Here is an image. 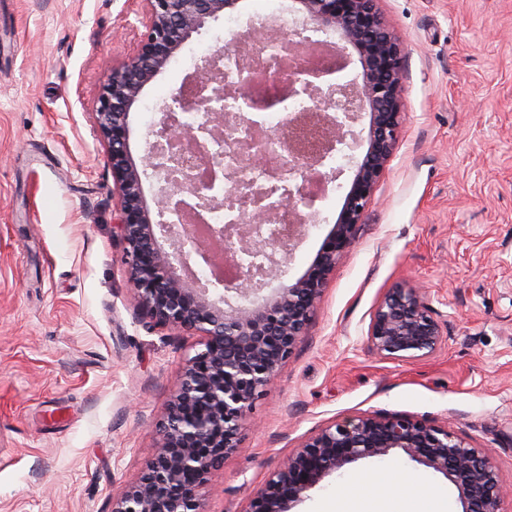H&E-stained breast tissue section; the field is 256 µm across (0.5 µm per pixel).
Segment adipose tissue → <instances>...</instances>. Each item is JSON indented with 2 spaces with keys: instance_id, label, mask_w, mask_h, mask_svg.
<instances>
[{
  "instance_id": "adipose-tissue-1",
  "label": "adipose tissue",
  "mask_w": 512,
  "mask_h": 512,
  "mask_svg": "<svg viewBox=\"0 0 512 512\" xmlns=\"http://www.w3.org/2000/svg\"><path fill=\"white\" fill-rule=\"evenodd\" d=\"M330 512H446L443 492L416 477L383 483L358 475L337 493Z\"/></svg>"
}]
</instances>
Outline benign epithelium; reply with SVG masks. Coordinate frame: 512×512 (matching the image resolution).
<instances>
[{
    "instance_id": "1",
    "label": "benign epithelium",
    "mask_w": 512,
    "mask_h": 512,
    "mask_svg": "<svg viewBox=\"0 0 512 512\" xmlns=\"http://www.w3.org/2000/svg\"><path fill=\"white\" fill-rule=\"evenodd\" d=\"M147 21L137 51L126 63L112 69L103 86L96 111L99 134L108 148L107 161L120 204L114 221L124 245L128 282L146 316L158 326L200 331L202 349L187 361L177 390L172 394L161 423V443L138 482L112 499V512H199V492L224 455L237 447V435L259 393L277 379L284 363L305 336L312 314L338 259L353 245L377 182L390 162L403 120L402 43L385 27L376 0H294L303 15L302 25L288 33L298 53L311 51L307 30L333 32L331 43L338 65L314 68L283 61L276 82L292 96L311 100L309 112L283 113L280 132L296 164L288 172L305 183L324 182L333 174L322 172L323 158L337 144L354 136L352 124L359 114L370 116L367 149L355 164V173L341 214L307 271L284 282L281 252L296 241L303 224L312 218L298 212L310 208L314 198L294 185L276 205L262 207L241 219L212 229L224 240V251L210 244L195 245L190 253L191 225L172 224L166 216L183 209L197 217L223 204L214 165H208L209 192L203 194L191 181L168 183L172 193L157 202L152 215L144 200L142 175L157 170L159 160L171 172L184 166L182 158L165 154L152 144L143 167L129 148V114L143 88L205 24L236 8L239 0H143ZM359 56L362 81L343 71L350 64L347 47ZM246 78L225 86L219 62L223 53L205 61L193 77V105L210 114L209 124L198 131L183 126L176 114L165 113L161 133L172 145L184 146L205 134L217 139L224 122V99H242L246 108L261 111L276 105L277 97L252 98L251 80L267 70L256 52L241 53ZM343 102V115H330L334 101ZM238 120L251 127L252 149L244 154L260 164L274 179L282 168L264 155L260 140L268 131L244 112ZM174 195L180 200L171 202ZM296 212L288 241L274 244L255 238L254 224L269 221L278 210ZM264 252L267 265L259 271L236 272L229 278L201 279L190 267L193 258L236 265L237 256ZM274 280L279 285L267 295ZM367 341L377 356L390 361L428 357L447 341L441 324L430 314L420 289L400 283L379 301L369 324ZM398 455L442 475L455 487L462 512H499L503 488L490 451L471 446L448 424L400 414H374L333 421L288 455L250 499L244 512H293L327 476L361 459Z\"/></svg>"
}]
</instances>
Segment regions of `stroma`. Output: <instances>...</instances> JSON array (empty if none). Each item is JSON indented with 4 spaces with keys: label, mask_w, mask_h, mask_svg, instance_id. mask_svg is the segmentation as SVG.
I'll return each instance as SVG.
<instances>
[{
    "label": "stroma",
    "mask_w": 512,
    "mask_h": 512,
    "mask_svg": "<svg viewBox=\"0 0 512 512\" xmlns=\"http://www.w3.org/2000/svg\"><path fill=\"white\" fill-rule=\"evenodd\" d=\"M240 0L209 21L143 89L129 115L141 159L165 103L231 20L268 12ZM403 47L405 120L355 242L340 257L276 383L255 399L238 448L202 491V512H244L270 473L327 423L364 414L452 422L490 448L512 512V0H377ZM142 0H0V512H112L160 444L157 425L200 338L152 325L130 288L113 228L117 195L96 108L130 58ZM354 176L314 210L286 257L311 265ZM421 287L448 340L389 361L367 342L401 282ZM417 475L400 456L325 478L297 512H322L351 476Z\"/></svg>",
    "instance_id": "obj_1"
}]
</instances>
